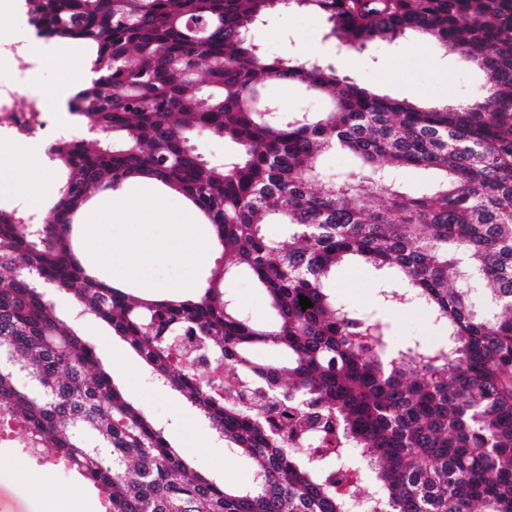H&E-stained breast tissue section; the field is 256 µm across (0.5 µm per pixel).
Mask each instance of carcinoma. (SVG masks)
Segmentation results:
<instances>
[{"mask_svg":"<svg viewBox=\"0 0 512 512\" xmlns=\"http://www.w3.org/2000/svg\"><path fill=\"white\" fill-rule=\"evenodd\" d=\"M40 36L91 51L70 99L97 138L49 147L64 171L52 221L0 209V415L99 487L107 512H346L372 482L375 512H512V0H27ZM322 14L337 53L431 40L485 75L475 102L428 107L362 87L330 62L269 58L251 31L277 8ZM300 83L326 112H283L266 88ZM235 145L208 161L190 136ZM361 165L314 188L320 154ZM429 170L413 195L385 170ZM146 177L184 196L223 251L196 299L133 297L94 275L70 232L96 191ZM387 198V206L379 198ZM286 236L268 241L264 225ZM351 262L388 271L378 308L417 309L446 332L387 353L389 324L331 286ZM249 273L278 320L254 323L224 281ZM475 278L489 311H479ZM105 323L199 410L253 481L188 467L49 297ZM313 303L306 310L299 296ZM222 354L250 397L224 398L157 337ZM272 347L278 355L260 359ZM288 385H283V379Z\"/></svg>","mask_w":512,"mask_h":512,"instance_id":"cac0c4a2","label":"carcinoma"}]
</instances>
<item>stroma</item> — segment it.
I'll return each mask as SVG.
<instances>
[{"mask_svg": "<svg viewBox=\"0 0 512 512\" xmlns=\"http://www.w3.org/2000/svg\"><path fill=\"white\" fill-rule=\"evenodd\" d=\"M327 24L320 14L296 10L274 12L259 24L253 39L268 57H296L332 62L335 52L327 48ZM54 52L43 45L33 48L42 65L35 72L32 91L54 109L57 91L65 76L80 74L88 66L89 55L80 45L68 40L54 43ZM355 64L344 67V74L355 82L398 99L416 100L434 106L473 100L483 82L482 73L458 55L444 53L431 42L411 40L381 41L357 53ZM144 191L166 202L172 212L189 213L194 224H201L198 212L180 195L158 184H145L133 179L120 190L93 194L88 204H118L126 195ZM222 261L221 249L211 245L206 263L185 262L173 257L156 256L148 265L146 282L123 281L122 286L134 296L147 295L148 284L167 287L171 296L194 298L201 295L211 270ZM378 271L366 265L341 266L335 274L337 293L352 307L372 309L378 289ZM228 294L237 299L246 314L258 324H272L276 313L262 288L247 273H239L225 283ZM391 325V346L401 349L416 340H439L442 330L425 313L409 310L387 313ZM78 328L94 346L101 365L110 372L114 383L137 408L144 410L162 427L173 447L180 449L196 470L235 487L251 482L254 463L246 456L225 448L222 439L212 431L208 421L198 414L179 393L156 385L144 360L105 325L82 320ZM33 464L19 449L0 445V512H70L63 493L67 485L81 488L84 506L80 512H92L95 489L81 476L64 482L49 474L45 483H34Z\"/></svg>", "mask_w": 512, "mask_h": 512, "instance_id": "1", "label": "stroma"}]
</instances>
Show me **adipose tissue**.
I'll return each mask as SVG.
<instances>
[{
    "label": "adipose tissue",
    "instance_id": "1",
    "mask_svg": "<svg viewBox=\"0 0 512 512\" xmlns=\"http://www.w3.org/2000/svg\"><path fill=\"white\" fill-rule=\"evenodd\" d=\"M48 168L40 150L30 144L0 140V196L25 195L28 206L38 202L35 190L45 179ZM131 213L144 217L140 234L152 238L157 250L194 262L203 261L208 243L196 225L173 214L164 203L141 194L128 195L111 214L93 213L85 226V246L95 261L126 278L143 275L144 255L140 246L107 241L102 234L106 219H119Z\"/></svg>",
    "mask_w": 512,
    "mask_h": 512
}]
</instances>
